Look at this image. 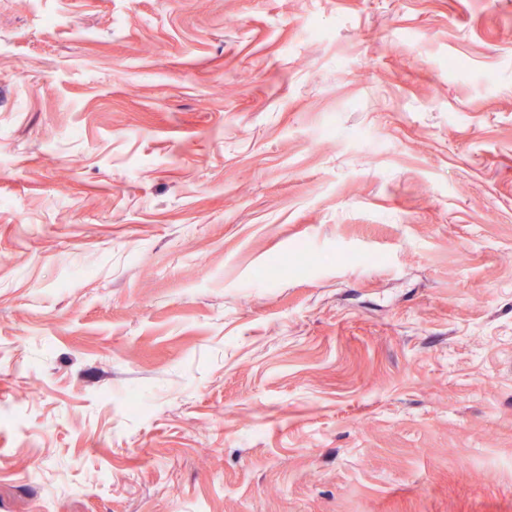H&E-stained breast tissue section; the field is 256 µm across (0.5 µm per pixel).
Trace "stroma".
Instances as JSON below:
<instances>
[{
  "mask_svg": "<svg viewBox=\"0 0 512 512\" xmlns=\"http://www.w3.org/2000/svg\"><path fill=\"white\" fill-rule=\"evenodd\" d=\"M0 512H512V0H0Z\"/></svg>",
  "mask_w": 512,
  "mask_h": 512,
  "instance_id": "obj_1",
  "label": "stroma"
}]
</instances>
